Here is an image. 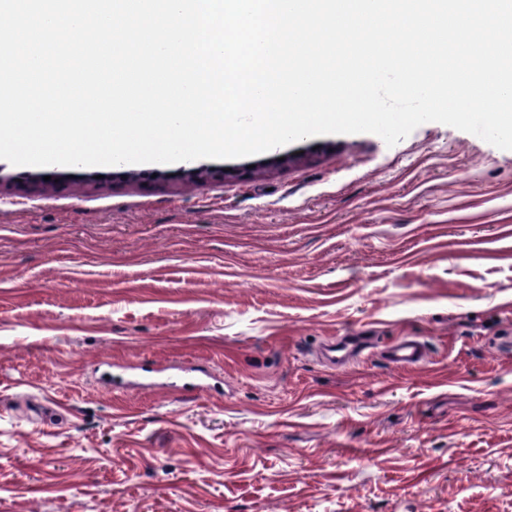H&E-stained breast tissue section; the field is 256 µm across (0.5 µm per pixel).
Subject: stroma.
Masks as SVG:
<instances>
[{"label": "stroma", "mask_w": 512, "mask_h": 512, "mask_svg": "<svg viewBox=\"0 0 512 512\" xmlns=\"http://www.w3.org/2000/svg\"><path fill=\"white\" fill-rule=\"evenodd\" d=\"M39 172L0 159V512H512V150L427 122ZM389 363L409 367L419 364L426 358L427 349L419 339H399L389 345Z\"/></svg>", "instance_id": "stroma-1"}]
</instances>
